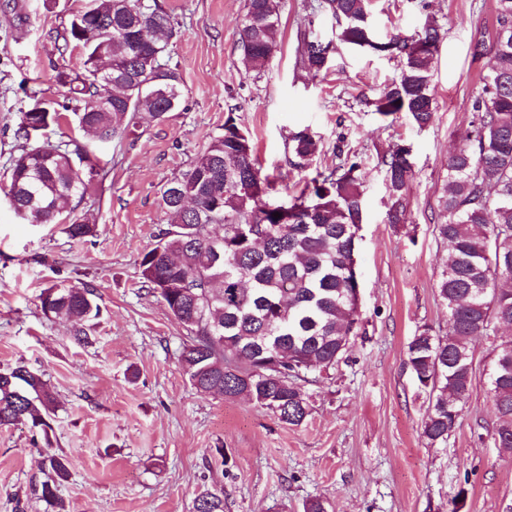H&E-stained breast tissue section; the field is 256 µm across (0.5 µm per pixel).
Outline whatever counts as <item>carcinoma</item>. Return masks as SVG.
<instances>
[{"label": "carcinoma", "mask_w": 512, "mask_h": 512, "mask_svg": "<svg viewBox=\"0 0 512 512\" xmlns=\"http://www.w3.org/2000/svg\"><path fill=\"white\" fill-rule=\"evenodd\" d=\"M72 15L65 44L84 52L83 73L57 71L67 88L64 102L47 101L24 112L17 136L25 141L76 116L82 130L123 139L145 118L161 120L179 106L181 79L163 62L174 20L159 0H93ZM371 0H319L317 12L336 24L324 40L311 27L297 32L296 61L310 73L328 69L336 43L369 48L403 59L398 78L375 99L380 115L403 116L423 129L432 124L431 91L441 27L428 19L412 36L396 33L372 41ZM497 29L491 48L480 43L473 57L491 54L474 97L470 128L448 155V190L440 201L446 220L434 226L448 245L437 281L448 310V334L428 328L407 346V364L428 393L421 436L445 447L476 378L472 344L512 329V0H496ZM239 44L246 63L265 62L281 41V0H246ZM321 153L307 128L286 143V163L305 169ZM77 141L21 146L12 159L7 192L15 212L30 224H64L73 239L94 231L75 216L96 191L105 169L87 162ZM335 162L317 166L301 194L267 203L271 184L261 176L250 134L233 112L190 167L163 191L170 227L142 254L140 275L159 294L189 335L181 361L201 393L248 398L284 424L301 425L309 403L301 383L313 372L335 368L357 332V288L351 265L363 219V159L345 137L333 147ZM387 220L407 222L408 184L414 175L411 147L394 145L381 157ZM288 209V220L273 217ZM93 287L54 284L40 295L45 316H65L75 340L89 342L84 326L98 318ZM495 420L479 439L512 450V338L494 346L487 373ZM53 397L42 377L24 363L0 372V425L29 422L48 434ZM57 479L69 476L66 459L46 453ZM195 512H224L211 492L195 500Z\"/></svg>", "instance_id": "1"}]
</instances>
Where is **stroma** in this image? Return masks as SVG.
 Instances as JSON below:
<instances>
[{
	"label": "stroma",
	"instance_id": "35a3bbf8",
	"mask_svg": "<svg viewBox=\"0 0 512 512\" xmlns=\"http://www.w3.org/2000/svg\"><path fill=\"white\" fill-rule=\"evenodd\" d=\"M161 2L176 23L165 59L181 75L182 103L100 147L109 172L77 211L94 226L78 240L61 224H26L7 191L23 112L65 93L56 32L89 0H0V369L26 363L54 397L49 434L0 426V512H195L207 489L221 492L224 512H304L316 497L328 512H512V453L477 438L494 421L490 339L475 344L478 376L444 448L421 435L428 396L406 363L418 331L448 332L436 288L447 246L433 228L448 154L469 127L486 70L471 49L494 39V0H373L379 38L413 33L429 17L444 33L431 83L437 112L423 129L370 104L399 75L400 59L342 45L328 72L297 67L298 27L332 36L310 0H283L280 47L258 68L238 45L245 0ZM230 110L277 199L299 194L309 177L285 164L295 131L320 138L317 164H331L341 135L364 160L359 331L335 370L302 384L310 414L298 426L246 398L198 392L181 363L185 329L141 283L142 254L166 226L163 188L223 133ZM400 141L412 147L415 175L408 220L391 224L379 159ZM73 282L99 296L87 344L76 343L69 320L39 307L44 288ZM49 450L69 469L52 500L41 496Z\"/></svg>",
	"mask_w": 512,
	"mask_h": 512
}]
</instances>
